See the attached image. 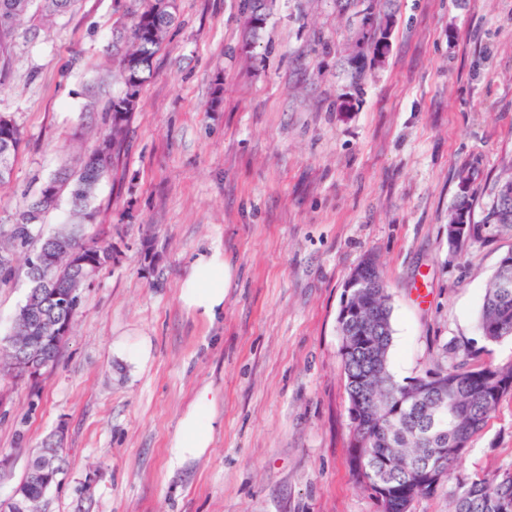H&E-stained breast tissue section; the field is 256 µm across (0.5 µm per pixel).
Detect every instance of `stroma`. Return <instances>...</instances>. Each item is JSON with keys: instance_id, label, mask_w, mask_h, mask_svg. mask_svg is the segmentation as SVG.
I'll use <instances>...</instances> for the list:
<instances>
[{"instance_id": "1", "label": "stroma", "mask_w": 512, "mask_h": 512, "mask_svg": "<svg viewBox=\"0 0 512 512\" xmlns=\"http://www.w3.org/2000/svg\"><path fill=\"white\" fill-rule=\"evenodd\" d=\"M132 0L34 5L0 70V115L24 141L0 183V224L63 163L78 165L124 92L116 34ZM387 50L352 61L362 26L336 0H176V21L101 181L87 234L112 263L83 292L59 362L0 372V502L64 426V465L41 512H377L356 482L337 316L374 257L388 284V369L402 384L453 363L512 364V337L478 328L512 231L448 243L469 176L475 212L512 159V0H390ZM220 246L224 315L187 310L191 259ZM29 282L0 286V341ZM215 432L174 466L168 447L198 390ZM512 471V390L451 479L412 512H452L458 484Z\"/></svg>"}]
</instances>
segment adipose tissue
I'll list each match as a JSON object with an SVG mask.
<instances>
[{"label":"adipose tissue","mask_w":512,"mask_h":512,"mask_svg":"<svg viewBox=\"0 0 512 512\" xmlns=\"http://www.w3.org/2000/svg\"><path fill=\"white\" fill-rule=\"evenodd\" d=\"M230 279L231 271L224 260L223 251L217 247L210 248L191 260L180 298L189 311L204 319L216 320L224 314V297ZM212 405L210 390H199L170 442L171 462L179 463L198 456L209 447L215 429Z\"/></svg>","instance_id":"obj_1"}]
</instances>
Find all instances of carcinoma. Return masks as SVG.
<instances>
[{
  "mask_svg": "<svg viewBox=\"0 0 512 512\" xmlns=\"http://www.w3.org/2000/svg\"><path fill=\"white\" fill-rule=\"evenodd\" d=\"M34 0H0V67L9 56L10 38L30 12ZM175 23V16H166L156 10V0H139L130 27L119 33L117 50L126 92L111 101L109 106L110 128L106 139L110 152L105 157L93 150L72 169L66 165L58 169L46 181L40 193H51L56 198L68 194L73 222L60 224L46 236L42 224L26 222L27 211L18 214L16 222L0 225V282L7 283L13 274L14 256L24 252V261L31 254L44 249L46 241L54 239L64 244L65 250L77 251L90 258L92 271L97 273L112 263V243L100 235H88L84 231L83 214L89 211L98 185L108 173L114 160L120 157L124 145V132L135 109L134 100L139 98L150 70L152 60L166 31ZM381 39L376 31L367 30L355 42V50L367 57L380 53ZM22 135L16 124L0 125V182L11 177L20 148ZM465 213L469 225L468 237H491L503 230H512V160L505 163L497 176L492 202L474 218V210L468 193L462 192L448 211V223H456L458 213ZM67 291L71 288L83 292L81 277L64 260H59L45 274V278L31 282L25 302L15 318L12 340L0 344V367L10 369L12 343L28 336L39 339L48 332L33 330L28 315L55 322L69 321V313L42 305L46 289ZM355 302L360 311L345 325L343 336L355 342L343 364L345 390L351 391V378L360 379V388L366 402L362 425L364 446L361 448L364 470L356 472L358 483L370 495L381 498L386 512H403L404 496H431L436 489L421 481L422 469L433 457L435 449L448 448V458L442 463L444 478H449L462 452L457 444H468L490 415L495 411L504 391L497 390L495 376L512 378V365L486 364L466 368L461 364L446 369L457 379L459 394L448 402L447 421L436 424V396L426 393L408 406H398L406 386L394 380L387 366V354L392 342L391 304L388 286L377 263L369 259L362 264L360 288ZM479 328L487 336L498 340L512 337V287L502 288L499 274H494L486 289ZM42 458L37 450L25 476L29 499L26 512H39L44 493L59 483L55 476L46 482H33V473ZM512 505V472L505 471L493 480L475 479L459 486L454 512H499L497 504Z\"/></svg>",
  "mask_w": 512,
  "mask_h": 512,
  "instance_id": "obj_1",
  "label": "carcinoma"
}]
</instances>
